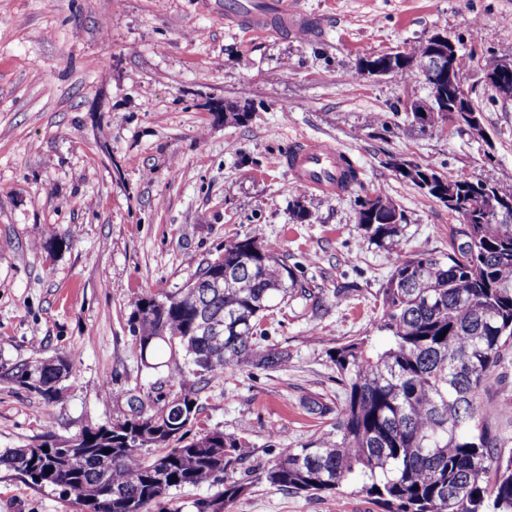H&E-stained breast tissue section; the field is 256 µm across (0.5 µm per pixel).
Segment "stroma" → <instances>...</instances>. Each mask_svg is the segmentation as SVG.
Segmentation results:
<instances>
[{"mask_svg":"<svg viewBox=\"0 0 512 512\" xmlns=\"http://www.w3.org/2000/svg\"><path fill=\"white\" fill-rule=\"evenodd\" d=\"M301 5L328 17L318 38L229 28L224 0H0V450L124 419L133 393L179 392L173 368L144 366L133 305L185 287L225 243L250 235L299 284L257 340L288 358L202 382L192 432L239 438L250 464L320 437L341 398L329 353L377 336L392 252L447 253L458 222L393 160L512 186V101L487 86L483 62L512 57V0ZM437 32L460 42L461 83L489 141L408 125L406 99L429 94L417 73L356 74L360 58ZM230 104L247 105V117L231 119ZM303 137L333 141L365 188L396 202L405 221L391 249L364 239L354 195L322 196L274 167ZM53 234L67 247L48 249ZM59 355L73 371L56 401L12 381L18 366ZM481 401L512 450V349ZM245 484L233 512H381L363 494ZM0 512L77 506L1 466Z\"/></svg>","mask_w":512,"mask_h":512,"instance_id":"35a3bbf8","label":"stroma"}]
</instances>
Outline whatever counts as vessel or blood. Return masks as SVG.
Segmentation results:
<instances>
[{"mask_svg":"<svg viewBox=\"0 0 512 512\" xmlns=\"http://www.w3.org/2000/svg\"><path fill=\"white\" fill-rule=\"evenodd\" d=\"M229 25L256 33L278 30L301 38L316 36L324 28L322 18L304 13L297 0H270L266 9H235L224 13ZM342 150L319 139L296 141L280 154L276 167L285 169L292 182L326 196L345 194Z\"/></svg>","mask_w":512,"mask_h":512,"instance_id":"vessel-or-blood-1","label":"vessel or blood"}]
</instances>
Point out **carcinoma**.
I'll use <instances>...</instances> for the list:
<instances>
[{
  "instance_id": "obj_1",
  "label": "carcinoma",
  "mask_w": 512,
  "mask_h": 512,
  "mask_svg": "<svg viewBox=\"0 0 512 512\" xmlns=\"http://www.w3.org/2000/svg\"><path fill=\"white\" fill-rule=\"evenodd\" d=\"M430 38L375 57L371 64L407 74L435 55ZM420 130L448 122L438 98L412 104ZM348 193L357 195V223L380 248L399 236L403 214L374 189L371 206L357 169ZM399 174L439 200L455 191L448 211L467 219L451 227L448 254L398 253L381 289L377 345L365 336L330 353L342 398L336 418L319 442L289 448L256 470L272 486L312 495L351 491L373 498L383 512H512V454L504 456L479 402L503 350L512 345V189L479 178L448 181L444 175L405 162ZM224 287H211L217 273L207 261L183 288L138 299L131 314L141 360L157 369L183 360L184 379H205L249 365L272 367L276 350H258L261 321L297 287L292 271L254 237L224 245ZM58 357L13 374L17 384L57 399L70 375ZM172 400L136 402L134 413L114 424L86 427L74 438L93 451L65 464L58 447L7 448L0 465L37 486H55L82 512H150L185 486L210 483L222 490L193 503L195 512H232L244 490L234 478L243 465L240 441L222 431L191 435L198 390L185 384ZM166 451L151 459L141 451ZM110 453H104V450Z\"/></svg>"
}]
</instances>
